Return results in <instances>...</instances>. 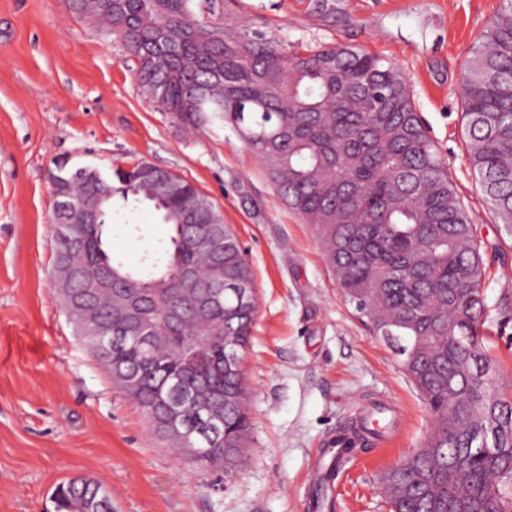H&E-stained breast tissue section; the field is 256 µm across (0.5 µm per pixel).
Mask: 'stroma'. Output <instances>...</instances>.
<instances>
[{"mask_svg": "<svg viewBox=\"0 0 512 512\" xmlns=\"http://www.w3.org/2000/svg\"><path fill=\"white\" fill-rule=\"evenodd\" d=\"M506 0H225L289 42L366 50L399 68L485 246L484 350L512 397V236L469 165L461 77ZM110 172L146 161L194 182L247 250L258 314L243 366L250 430L231 471L157 436L84 345L55 292V161ZM114 262L138 271L169 227L144 207L107 228ZM399 427L352 457L332 512H389L380 478L431 427L396 355L343 297L316 233L228 125L185 133L142 92L111 35L66 0H0V512H54L55 487L103 481L112 512H313L330 439L377 406Z\"/></svg>", "mask_w": 512, "mask_h": 512, "instance_id": "obj_1", "label": "stroma"}]
</instances>
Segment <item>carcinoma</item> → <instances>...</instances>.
<instances>
[{
  "label": "carcinoma",
  "mask_w": 512,
  "mask_h": 512,
  "mask_svg": "<svg viewBox=\"0 0 512 512\" xmlns=\"http://www.w3.org/2000/svg\"><path fill=\"white\" fill-rule=\"evenodd\" d=\"M119 44L143 93L186 129L216 121L234 128L260 159L289 209L313 226L346 300L398 357L427 405L431 430L384 479L392 512H505L498 484L512 480V399L500 397L483 350V245L448 177L405 76L348 46L290 43L272 23L224 17V0H70ZM472 173L500 223L512 232V0L487 26L461 82ZM51 175L55 192L102 199L95 222L55 267L57 292L86 347L113 382L152 417L155 394L178 383L191 424L217 403L224 441L205 446L202 466L235 465L249 429L244 372L257 301L245 249L213 203L186 178L141 161ZM147 204L170 226L166 263L147 276L112 260L104 237L114 199ZM84 264L112 270V291L90 294ZM223 272V298L203 315L163 319L186 267ZM141 294L156 340L150 354L114 344L101 353L85 334L86 310L114 338L128 324L114 294ZM220 331L229 344L205 346L211 371L183 370L196 333ZM55 512H112L103 485L70 479Z\"/></svg>",
  "instance_id": "cac0c4a2"
}]
</instances>
